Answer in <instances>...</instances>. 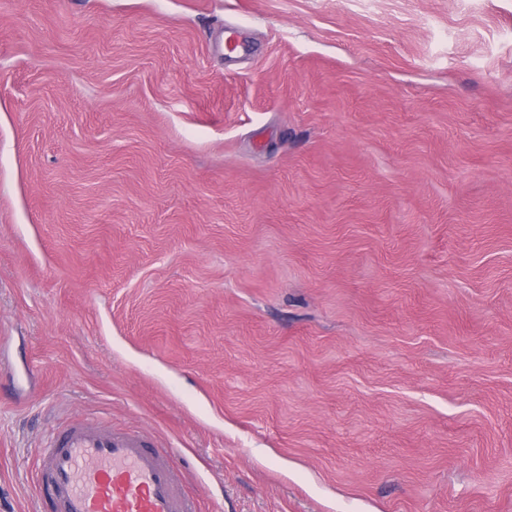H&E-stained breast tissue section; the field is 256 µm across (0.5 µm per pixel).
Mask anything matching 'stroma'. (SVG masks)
Wrapping results in <instances>:
<instances>
[{
  "label": "stroma",
  "instance_id": "35a3bbf8",
  "mask_svg": "<svg viewBox=\"0 0 512 512\" xmlns=\"http://www.w3.org/2000/svg\"><path fill=\"white\" fill-rule=\"evenodd\" d=\"M1 369L0 512H512V0H0ZM38 453L40 512H198L173 451L139 433L77 422Z\"/></svg>",
  "mask_w": 512,
  "mask_h": 512
}]
</instances>
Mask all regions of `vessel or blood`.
<instances>
[{
	"instance_id": "obj_1",
	"label": "vessel or blood",
	"mask_w": 512,
	"mask_h": 512,
	"mask_svg": "<svg viewBox=\"0 0 512 512\" xmlns=\"http://www.w3.org/2000/svg\"><path fill=\"white\" fill-rule=\"evenodd\" d=\"M39 456L40 512H198L173 451L139 433L77 422Z\"/></svg>"
}]
</instances>
